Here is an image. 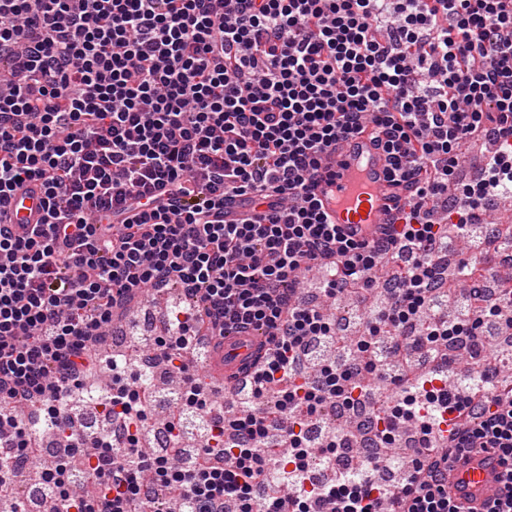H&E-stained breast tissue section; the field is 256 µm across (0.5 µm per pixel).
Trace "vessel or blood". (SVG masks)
<instances>
[{
  "label": "vessel or blood",
  "instance_id": "obj_1",
  "mask_svg": "<svg viewBox=\"0 0 512 512\" xmlns=\"http://www.w3.org/2000/svg\"><path fill=\"white\" fill-rule=\"evenodd\" d=\"M388 168L386 154L366 133L344 141L330 158L328 171L316 183L314 193L329 221L337 224L346 237L370 240L394 205L397 190L388 180ZM42 198V187L37 181L28 182L15 192L9 206L15 232L41 222ZM266 342L261 330L226 333L222 344L209 349L198 366L211 378L242 386L247 367ZM503 470L502 461L493 452H476L450 462L448 492L464 512H484L485 505L498 492Z\"/></svg>",
  "mask_w": 512,
  "mask_h": 512
}]
</instances>
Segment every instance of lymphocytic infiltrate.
Instances as JSON below:
<instances>
[{"instance_id":"1","label":"lymphocytic infiltrate","mask_w":512,"mask_h":512,"mask_svg":"<svg viewBox=\"0 0 512 512\" xmlns=\"http://www.w3.org/2000/svg\"><path fill=\"white\" fill-rule=\"evenodd\" d=\"M393 3L400 19L382 27ZM369 127L412 205L359 242L312 182ZM487 134L512 139V0H0V218L28 181L45 196L25 233L0 221V488L35 456L16 409L36 404L65 443L40 475L64 512H154L161 490L176 512H461L444 468L477 448L505 465L486 512H512V385L479 343L512 310V283L489 301L473 267L461 313L435 314L456 293L440 271L450 227L424 206ZM507 185L512 158L493 154L453 195V228L480 223ZM321 267L325 296L368 307L359 336L298 303ZM172 281L195 302L156 339L183 379L170 447L186 416L211 419L190 470L144 452L151 404L118 363L96 404L121 423V448L67 410L114 320ZM255 328L272 346L253 391L211 417L215 390L187 356L200 330ZM380 377L394 393L367 424L375 455L332 431L309 447V418L354 412ZM404 429L407 477L381 481ZM273 463L282 490L256 503Z\"/></svg>"}]
</instances>
